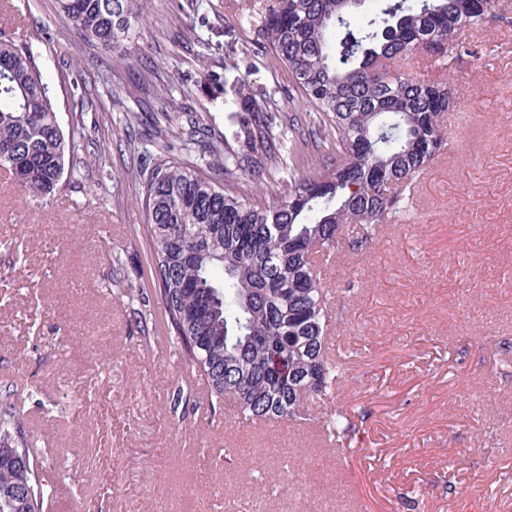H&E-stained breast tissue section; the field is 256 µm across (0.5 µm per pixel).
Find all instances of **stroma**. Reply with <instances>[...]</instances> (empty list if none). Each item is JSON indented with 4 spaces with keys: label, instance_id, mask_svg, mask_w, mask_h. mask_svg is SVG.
Here are the masks:
<instances>
[{
    "label": "stroma",
    "instance_id": "stroma-1",
    "mask_svg": "<svg viewBox=\"0 0 512 512\" xmlns=\"http://www.w3.org/2000/svg\"><path fill=\"white\" fill-rule=\"evenodd\" d=\"M266 4L152 0L119 56L55 0H0V33L37 48L76 143L49 198L0 169V403L71 488L54 512H512V0L450 64L409 59L455 93L447 145L366 247L334 253L330 345L348 361L307 419L225 428L233 407L200 396L191 365L157 342L169 329L124 110L161 86L177 117L235 130L238 98L288 89L274 55H243ZM182 27L190 44L173 39ZM143 57L160 63L144 85L126 66ZM104 59L121 102L80 113L104 92ZM339 409L354 448L323 435Z\"/></svg>",
    "mask_w": 512,
    "mask_h": 512
}]
</instances>
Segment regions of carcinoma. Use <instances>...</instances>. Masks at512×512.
I'll return each instance as SVG.
<instances>
[{
  "instance_id": "obj_1",
  "label": "carcinoma",
  "mask_w": 512,
  "mask_h": 512,
  "mask_svg": "<svg viewBox=\"0 0 512 512\" xmlns=\"http://www.w3.org/2000/svg\"><path fill=\"white\" fill-rule=\"evenodd\" d=\"M378 13L354 0H270L261 18L270 51L288 67L284 100L296 113L281 137L279 101L238 102L244 114L234 142L203 137L202 117L182 126L167 112L125 109L127 126L156 128L142 139L155 158L166 136L188 138L205 167L232 178L281 175L283 196L227 192L196 163L164 162L136 172L149 216L147 234L179 353L197 365L217 401L246 420L290 421L307 399L328 395L343 362L329 352L331 292L322 277L345 227L362 249L416 177L445 145L443 120L454 111L450 88L405 71L426 48L458 57L466 32L482 27L494 0H383ZM85 40L124 52L146 23L148 0H56ZM26 42L0 36V166L20 191L44 198L58 188L65 138L48 86ZM168 135H163V130ZM348 414L326 420L329 439L350 432ZM35 451L0 424V512H38Z\"/></svg>"
}]
</instances>
